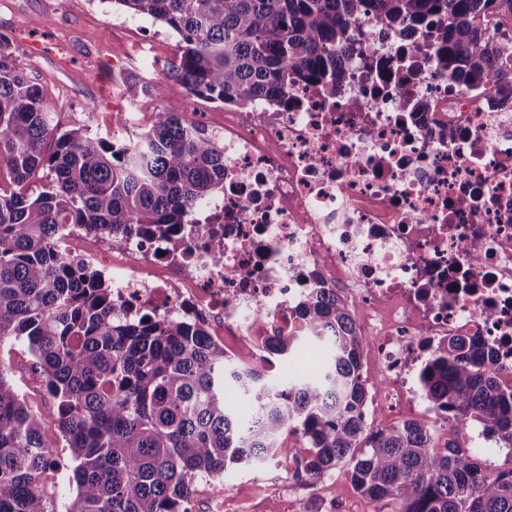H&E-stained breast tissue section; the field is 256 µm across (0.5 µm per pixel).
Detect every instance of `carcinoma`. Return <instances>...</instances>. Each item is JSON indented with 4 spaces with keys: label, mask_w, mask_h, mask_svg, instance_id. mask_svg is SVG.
Masks as SVG:
<instances>
[{
    "label": "carcinoma",
    "mask_w": 512,
    "mask_h": 512,
    "mask_svg": "<svg viewBox=\"0 0 512 512\" xmlns=\"http://www.w3.org/2000/svg\"><path fill=\"white\" fill-rule=\"evenodd\" d=\"M180 36L172 73L191 93L243 108L279 104L349 79L342 53L362 23L423 38L424 61L448 78L512 102V0H113ZM0 346L23 341L57 405L73 453L76 497L67 512H187L201 477L277 458L313 477L338 473L394 512H512V468L490 481L454 443L434 450L426 419L372 430L363 360L371 344L346 301L316 279L293 310L307 336L267 346L286 360L304 342L328 352L310 373L279 382L206 340L205 323L129 319L112 282L56 248L60 227L123 243L174 240L194 208L224 191V147L160 111L117 146L51 126L46 92L0 37ZM40 169L51 180L23 187ZM494 348L443 336L418 369L422 395L453 427L477 422L512 449V380ZM0 359V512H54L38 486L50 463L44 422ZM230 388L251 405L242 418ZM307 444L306 454L285 436Z\"/></svg>",
    "instance_id": "cac0c4a2"
}]
</instances>
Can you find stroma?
<instances>
[{
  "mask_svg": "<svg viewBox=\"0 0 512 512\" xmlns=\"http://www.w3.org/2000/svg\"><path fill=\"white\" fill-rule=\"evenodd\" d=\"M0 35L20 68L46 92L59 131L80 129L128 143L148 129L158 111L205 127L222 118V104L192 95L169 72L178 57V35L165 24L112 6L110 0H0ZM165 79L162 95L130 94L127 83ZM123 120H116V113ZM10 360L11 380L30 409L44 421L52 464L39 477L55 512H66L76 496L70 482L74 460L55 426L57 407L22 342L0 348ZM217 497L197 482L189 512H392L361 495L348 479H303L277 460L257 467L234 466Z\"/></svg>",
  "mask_w": 512,
  "mask_h": 512,
  "instance_id": "1",
  "label": "stroma"
}]
</instances>
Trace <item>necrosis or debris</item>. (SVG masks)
I'll use <instances>...</instances> for the list:
<instances>
[{
    "label": "necrosis or debris",
    "instance_id": "obj_1",
    "mask_svg": "<svg viewBox=\"0 0 512 512\" xmlns=\"http://www.w3.org/2000/svg\"><path fill=\"white\" fill-rule=\"evenodd\" d=\"M364 32L389 82L354 52L335 96L311 87L225 112L210 130L224 137V190L191 213L181 249L131 241L83 258L129 317L202 320L258 350L297 331L291 310L323 276L362 310L387 372L377 391L398 401L416 400L411 373L439 336L484 340L510 375L512 106L406 72L392 31ZM405 97L425 109L401 110Z\"/></svg>",
    "mask_w": 512,
    "mask_h": 512
}]
</instances>
